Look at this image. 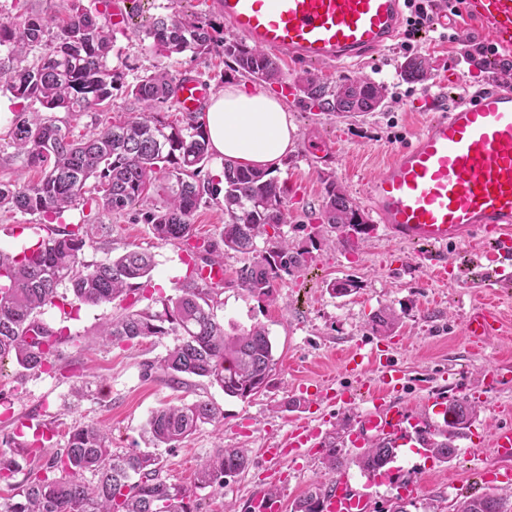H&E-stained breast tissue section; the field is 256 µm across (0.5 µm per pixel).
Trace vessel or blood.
Wrapping results in <instances>:
<instances>
[{
    "mask_svg": "<svg viewBox=\"0 0 512 512\" xmlns=\"http://www.w3.org/2000/svg\"><path fill=\"white\" fill-rule=\"evenodd\" d=\"M211 11L258 48L298 63L337 64L381 50L404 30L402 0H209ZM490 39L512 48V0H468ZM209 83L196 77L179 81L182 111L194 112L211 96ZM368 202L378 223L406 243L434 246L431 274L454 279L440 253L449 244L490 240L503 282L512 281V86L491 89L454 106L429 122L413 145L398 151L368 186ZM470 343L482 346L503 330L495 302L470 306L464 319ZM352 370L376 368L371 394L374 410L361 418L351 436L364 447L377 440L405 446L415 439L418 419L410 406L388 402L403 374L392 357L377 350L354 354ZM318 428L300 423L268 449L278 460L317 437ZM367 486L336 480L322 497L323 512H367Z\"/></svg>",
    "mask_w": 512,
    "mask_h": 512,
    "instance_id": "obj_1",
    "label": "vessel or blood"
}]
</instances>
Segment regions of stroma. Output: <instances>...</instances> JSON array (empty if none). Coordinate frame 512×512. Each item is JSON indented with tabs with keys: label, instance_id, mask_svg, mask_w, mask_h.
<instances>
[{
	"label": "stroma",
	"instance_id": "obj_1",
	"mask_svg": "<svg viewBox=\"0 0 512 512\" xmlns=\"http://www.w3.org/2000/svg\"><path fill=\"white\" fill-rule=\"evenodd\" d=\"M139 2L129 27L116 33L112 49L127 64L129 77L152 72L162 63L174 76L200 77L217 91L223 84L241 83L240 74L215 54L187 52L160 60L144 42L140 25L161 13L167 0ZM447 32L444 39L435 32L416 39L413 55L430 63L427 76L419 81L400 78L405 56L394 43L354 64L308 68L282 60L286 83L270 85L269 91L287 107L297 138L275 175L288 187L289 222L282 230L297 249L312 250L311 237L327 233L318 220L323 175L335 176L359 208L368 210L369 181L393 154L413 143L436 113L449 111L484 86V74L469 67L458 49L470 40L486 41L485 31L464 12L449 17ZM308 69L333 85L364 77L384 83L387 105L382 111L355 117L308 109L301 93L290 85ZM450 69L458 74L456 82L446 77ZM140 108V103L117 91L103 111L77 118L59 112L55 118L79 136L93 132L99 122ZM315 142L328 143L331 154L319 158L308 152V145ZM48 224L92 225L93 244L83 255L88 263L128 249L151 253L154 270L149 292L172 294L186 276L184 244L155 239L149 225L134 215L86 206L44 221L0 208V249L21 253L45 237ZM312 252V260L284 276L269 299L239 288L236 272L245 262L242 255L231 252L224 257V283L217 288L218 319L242 328L264 325L278 358L267 387L247 399L226 395L219 386L197 377L186 376L172 385L147 371L149 362L174 345V337L101 346L94 332L122 312V300L91 306L70 297L62 306L45 308L41 315L45 323L67 328L81 341L59 345L56 368L50 372L26 375L14 364L0 370V402L12 407L8 416H0V454L12 460L16 480H23L63 448L71 426L104 427L113 449L120 452L141 449L145 446L142 427L152 411L166 404L205 400L219 409V420L202 425L177 447L158 448L161 477L192 484L203 456L218 447L244 448L249 464L243 472L228 478L224 487L198 490L204 512H247L252 492L271 486L278 491L282 512H291L294 502L309 489L326 487L332 480L323 463L324 450L315 439L275 464L264 455V448L294 424L308 421L324 433L335 434L341 475L354 483L364 482L365 474L354 463L360 451L351 445L349 435L369 404L356 398L357 376L346 369L344 357L374 348L389 351L404 373L394 401L411 406L418 416H431L427 402L439 393L451 399L468 398L477 404L478 412L454 436L459 452L452 462L437 461L421 451H399L390 475L380 477L372 490L369 512H393L400 500L406 512H453L465 496L487 491L482 475L499 464L489 446L490 434L512 423V416L501 411L512 404V382L491 383L485 370L493 364L512 365V287L497 289L494 295L505 318L503 335L478 347L464 335V318L486 291L480 286L478 270L469 264L466 246H452L446 252L447 260L462 271L460 282L452 284L437 281L428 269L417 266L415 247L387 236L379 226L354 250L325 246ZM345 278L358 281V292L333 296L328 283ZM382 307L394 309L400 318L398 328L388 336L374 332L369 324L370 313ZM78 387L83 388L84 397H75ZM293 399L300 400V407H290ZM35 426L47 436L44 449L34 455L15 451V444L31 440Z\"/></svg>",
	"mask_w": 512,
	"mask_h": 512
}]
</instances>
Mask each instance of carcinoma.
<instances>
[{
	"instance_id": "cac0c4a2",
	"label": "carcinoma",
	"mask_w": 512,
	"mask_h": 512,
	"mask_svg": "<svg viewBox=\"0 0 512 512\" xmlns=\"http://www.w3.org/2000/svg\"><path fill=\"white\" fill-rule=\"evenodd\" d=\"M64 17L30 15L20 24L0 20V79L19 99L36 100L48 110L69 114L95 112L122 89L143 105V111L76 137L70 127L18 112L6 132L14 157L27 168L40 170L36 182H0V206L35 217L59 215L88 201L87 182L99 180L102 195L96 205L108 212L131 211L143 205L152 188L164 192L158 205L142 212L144 223L162 242L188 243L192 218L214 195L213 180L200 178L211 160L210 142L197 112L183 125L166 119L162 107L176 101V77L164 67L125 81L123 65L110 64L114 30L109 0L103 9H88L82 0H69ZM149 47L163 58L191 52L220 51L234 72L260 82L284 80L276 58L242 38L224 37L223 26L208 16L184 14L171 7L159 13L143 31ZM422 57L402 67L407 80L427 74ZM305 104L320 112L350 114L382 107L386 88L368 78L331 86L307 72L297 77ZM224 224L219 239L189 247L193 258L214 265L224 254L248 258L236 271L239 286L252 295L271 297L283 275L307 261L308 251H294L281 226L288 223L286 188L263 168H250L224 159ZM322 223L336 232L337 244L353 248L370 233L366 217L334 176L323 178ZM47 236L32 255L0 251V365L7 359L36 374L53 369L57 345L72 340L38 318L41 309L59 300L58 287L68 285L79 301L93 306L132 297L125 312L101 325L97 336L120 345L150 337L175 336L177 344L148 364L166 381L194 375L219 385L224 393L247 398L268 383L277 360L268 330L261 324L229 333L214 313L216 289L186 278L173 295H144L154 265L150 254L128 250L116 257L86 264L82 260L89 225L46 226ZM264 247L258 248V242ZM335 296L357 292L354 279L328 284ZM149 301L143 308L141 300ZM397 314L383 307L371 317L373 330L392 333ZM477 405L465 397L448 402L444 428L424 426L417 438L425 452L447 463L456 455L451 435L466 427ZM211 403L164 405L151 414L145 433L154 447L173 448L197 429L218 419ZM397 449L381 441L365 449L356 461L365 473L377 475L393 462ZM249 464L243 448H216L200 461L193 486L171 483L160 476L159 457L150 451L116 453L108 433L97 426L71 428L64 448L46 467L29 473L25 482L11 483L12 462L0 457V483L9 495L0 512H202L196 491L224 486L225 479ZM90 473L94 480L86 479ZM321 489L309 490L292 512H320ZM508 498L494 492L468 496L454 512H512Z\"/></svg>"
}]
</instances>
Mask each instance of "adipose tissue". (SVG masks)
<instances>
[{
    "label": "adipose tissue",
    "mask_w": 512,
    "mask_h": 512,
    "mask_svg": "<svg viewBox=\"0 0 512 512\" xmlns=\"http://www.w3.org/2000/svg\"><path fill=\"white\" fill-rule=\"evenodd\" d=\"M205 123L211 150L220 159L273 169L295 146V127L282 103L243 84L212 97Z\"/></svg>",
    "instance_id": "adipose-tissue-1"
}]
</instances>
